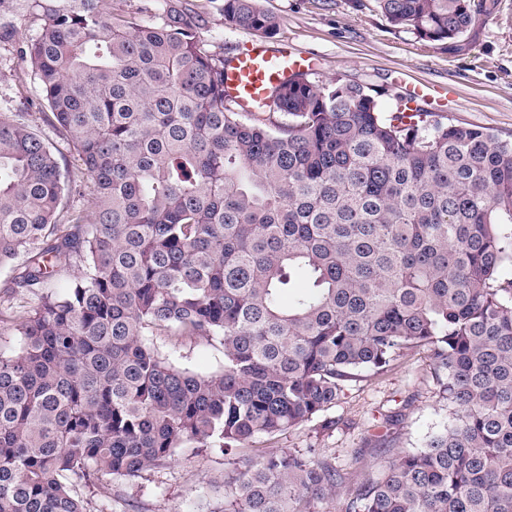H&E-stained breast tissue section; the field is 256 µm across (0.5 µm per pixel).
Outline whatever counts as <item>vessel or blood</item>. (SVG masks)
<instances>
[{
  "instance_id": "obj_1",
  "label": "vessel or blood",
  "mask_w": 512,
  "mask_h": 512,
  "mask_svg": "<svg viewBox=\"0 0 512 512\" xmlns=\"http://www.w3.org/2000/svg\"><path fill=\"white\" fill-rule=\"evenodd\" d=\"M304 57L288 51L273 52L252 44L233 57L225 75L224 91L240 104L263 98L270 86L288 80L303 69Z\"/></svg>"
}]
</instances>
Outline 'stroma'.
Instances as JSON below:
<instances>
[{
    "label": "stroma",
    "instance_id": "stroma-1",
    "mask_svg": "<svg viewBox=\"0 0 512 512\" xmlns=\"http://www.w3.org/2000/svg\"><path fill=\"white\" fill-rule=\"evenodd\" d=\"M202 15L199 31L213 52L232 58L256 42L253 33L225 25L222 0H187ZM280 24L269 50L288 49L309 57L320 83L336 78L368 88L383 112L399 96L426 87L421 106L430 119L487 128L512 139V0H497L492 15L480 17L456 47L416 39L395 31L376 0H259ZM0 26L13 35L0 39V113L32 128L59 151L71 191L62 216L88 213L94 197L76 155L49 123V109L26 58L37 35L27 0H0ZM426 351L401 353L387 371L351 386L329 410L336 427L320 420L292 427L260 444L265 453L317 448L337 465L353 470H383L394 451H412L448 421ZM396 414L394 423L384 417ZM229 460L217 449H180L175 460L136 479L100 477L86 491L93 512H185L208 492L212 512L224 508V475Z\"/></svg>",
    "mask_w": 512,
    "mask_h": 512
}]
</instances>
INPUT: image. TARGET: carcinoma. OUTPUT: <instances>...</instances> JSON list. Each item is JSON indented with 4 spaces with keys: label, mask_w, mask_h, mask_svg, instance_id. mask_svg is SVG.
Instances as JSON below:
<instances>
[{
    "label": "carcinoma",
    "mask_w": 512,
    "mask_h": 512,
    "mask_svg": "<svg viewBox=\"0 0 512 512\" xmlns=\"http://www.w3.org/2000/svg\"><path fill=\"white\" fill-rule=\"evenodd\" d=\"M376 2L448 45L496 7ZM28 8L31 70L95 207L58 223L56 153L0 113V269L32 296L19 322L0 303L19 337L0 352V512H91L99 475L138 478L179 448L236 457L224 512H512V140L421 125L408 99L386 116L363 86L307 72L243 112L182 0L157 23L101 0ZM223 13L277 35L258 0ZM187 339L221 368L177 367ZM410 349L448 408L425 447L378 474L251 448Z\"/></svg>",
    "instance_id": "carcinoma-1"
}]
</instances>
